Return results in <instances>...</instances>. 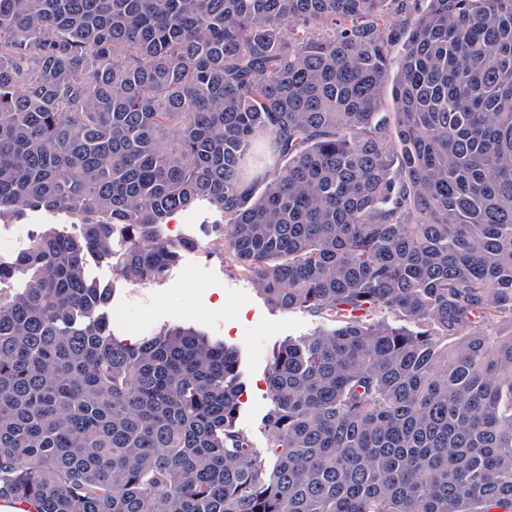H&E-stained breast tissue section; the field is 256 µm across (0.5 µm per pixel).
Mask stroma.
Wrapping results in <instances>:
<instances>
[{"label": "stroma", "instance_id": "1", "mask_svg": "<svg viewBox=\"0 0 512 512\" xmlns=\"http://www.w3.org/2000/svg\"><path fill=\"white\" fill-rule=\"evenodd\" d=\"M61 222L58 215L34 212L22 222L0 224V238L13 243L0 257H15L36 234ZM214 230L213 218L204 208L172 215L161 233L183 249L179 262L157 284L125 283L117 279L110 264L94 258L88 262V271L91 278L113 290L111 327L118 340L133 344L162 326L182 324L199 327L240 349L244 385L238 425L262 453L268 443L263 419L271 406L267 370L272 352L284 341L313 331L316 320L305 313L269 307L248 279L210 253ZM187 239L193 240V247H184Z\"/></svg>", "mask_w": 512, "mask_h": 512}]
</instances>
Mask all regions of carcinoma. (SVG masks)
<instances>
[{
	"label": "carcinoma",
	"mask_w": 512,
	"mask_h": 512,
	"mask_svg": "<svg viewBox=\"0 0 512 512\" xmlns=\"http://www.w3.org/2000/svg\"><path fill=\"white\" fill-rule=\"evenodd\" d=\"M423 2L0 0V222L79 228L0 260V500L512 512V0ZM199 204L215 253L319 322L272 352L265 458L240 352L117 341L87 271L162 281L161 228Z\"/></svg>",
	"instance_id": "1"
}]
</instances>
